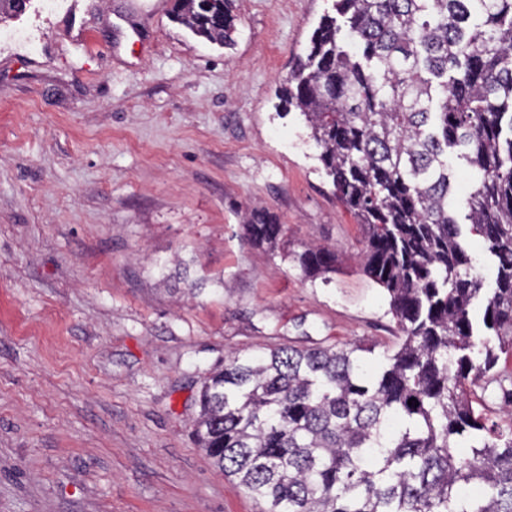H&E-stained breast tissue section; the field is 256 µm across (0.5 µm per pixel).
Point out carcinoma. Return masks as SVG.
Instances as JSON below:
<instances>
[{
    "label": "carcinoma",
    "instance_id": "cac0c4a2",
    "mask_svg": "<svg viewBox=\"0 0 512 512\" xmlns=\"http://www.w3.org/2000/svg\"><path fill=\"white\" fill-rule=\"evenodd\" d=\"M229 0H175L210 42ZM288 77L343 206L365 229L362 272L382 287L402 343L369 369L372 346L279 347L234 355L200 392L193 435L261 512H512V428L469 399L512 353V0H336ZM470 171L460 197L449 157ZM495 264L474 273L461 221ZM244 228L274 246L284 225ZM307 278L336 253L294 255ZM481 306L480 320L474 310ZM418 402L414 407L408 401ZM477 485L482 494L463 498Z\"/></svg>",
    "mask_w": 512,
    "mask_h": 512
}]
</instances>
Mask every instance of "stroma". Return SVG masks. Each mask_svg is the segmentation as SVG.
<instances>
[{"mask_svg":"<svg viewBox=\"0 0 512 512\" xmlns=\"http://www.w3.org/2000/svg\"><path fill=\"white\" fill-rule=\"evenodd\" d=\"M335 0H30L0 23V512H259L192 438L226 354L400 330L364 230L279 90ZM286 229L254 244L251 209ZM330 246L339 272L293 256ZM231 0H175L177 19L193 33L210 42L226 43L234 31L228 10Z\"/></svg>","mask_w":512,"mask_h":512,"instance_id":"obj_1","label":"stroma"}]
</instances>
